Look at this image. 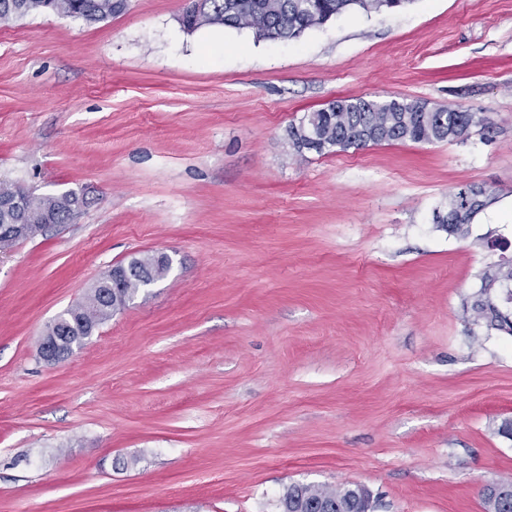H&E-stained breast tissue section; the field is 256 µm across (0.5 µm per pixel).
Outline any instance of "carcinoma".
Segmentation results:
<instances>
[{"instance_id":"carcinoma-1","label":"carcinoma","mask_w":512,"mask_h":512,"mask_svg":"<svg viewBox=\"0 0 512 512\" xmlns=\"http://www.w3.org/2000/svg\"><path fill=\"white\" fill-rule=\"evenodd\" d=\"M408 0H189L180 17L184 30L193 32L206 25L229 28L257 26L264 34L283 40L294 39L311 27L326 24L334 17L357 6L365 11L402 6ZM128 0H0V22L47 12L74 16L87 23H99L123 13ZM486 118L476 112L450 106L433 109L421 101L392 98L373 100L363 97L338 99L327 107L304 115L288 126V140L298 154L308 149V141L318 143L315 152L323 155L335 147L363 148L383 142H433L454 140L482 126ZM23 189L0 182V226L3 224H68L84 200L73 191L55 195L26 193L25 205L19 209L6 203ZM491 202L481 186L469 185L448 199V211L436 214L435 222L448 225V233L466 238L475 216ZM142 272L156 281L164 279L169 264L155 255L141 256ZM84 300L58 316L60 324H50L45 339H55L62 350L81 346L96 327L112 318V304L126 305L140 292V280L133 276L112 285V272L103 275ZM481 288L506 290L512 303V258H504L486 267ZM473 310L489 326L508 328L512 320L503 315L489 296L475 301ZM486 512H512V481L497 484L483 494ZM341 507L345 512H369L370 499H358L350 488L316 485H290L279 498L280 512H318L323 505Z\"/></svg>"}]
</instances>
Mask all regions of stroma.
Returning a JSON list of instances; mask_svg holds the SVG:
<instances>
[{
  "label": "stroma",
  "mask_w": 512,
  "mask_h": 512,
  "mask_svg": "<svg viewBox=\"0 0 512 512\" xmlns=\"http://www.w3.org/2000/svg\"><path fill=\"white\" fill-rule=\"evenodd\" d=\"M185 0L0 23V182L87 204L0 252V512H485L512 477V335L477 320L512 240V0H408L294 40L186 32ZM423 100L487 128L296 153L332 101ZM494 201L468 238L435 223ZM170 256L55 365L44 331L113 265ZM491 200L490 194L484 187L466 186L448 199V211L445 214L438 211L435 222L448 224L450 234L467 238L473 219L490 204ZM350 487L328 488L316 485H290L279 498L280 512H317L327 504L336 509V502L348 512H369L370 493L365 500L353 497Z\"/></svg>",
  "instance_id": "1"
}]
</instances>
